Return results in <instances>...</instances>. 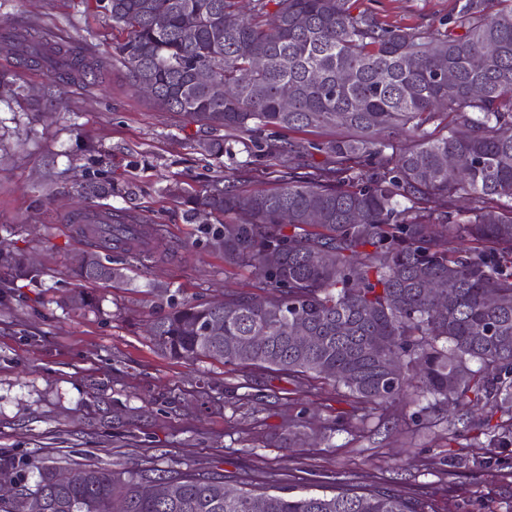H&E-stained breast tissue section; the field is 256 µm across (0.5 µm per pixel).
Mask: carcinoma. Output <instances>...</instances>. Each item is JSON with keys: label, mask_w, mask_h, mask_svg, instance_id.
<instances>
[{"label": "carcinoma", "mask_w": 512, "mask_h": 512, "mask_svg": "<svg viewBox=\"0 0 512 512\" xmlns=\"http://www.w3.org/2000/svg\"><path fill=\"white\" fill-rule=\"evenodd\" d=\"M107 0L126 32L115 57L130 85L153 87L156 106L210 129L352 134L319 142H255L251 156L286 153L288 171L266 163L243 192L213 181L186 197L194 220L228 266L248 265L260 293L183 301L150 323L166 356L209 358L298 379L320 377L365 410L414 391L426 409L465 422L483 405L512 422V0H458L435 32L405 31L355 0ZM30 54L61 79L98 83L100 64L69 50ZM447 69L450 85L438 80ZM88 199L119 193L92 176L75 184ZM86 210L91 240L67 302L96 307L86 285L124 283L120 265L150 258L156 228L130 211ZM457 245L448 247V239ZM0 267L29 282L39 271L0 249ZM447 284L441 301L430 283ZM310 340H292L295 327ZM477 363L478 368L471 367ZM33 489L0 498V512H435L432 504L344 484L331 493L240 487L224 477L157 470L174 495H141L144 474L93 464L84 483L62 486L48 458L31 462Z\"/></svg>", "instance_id": "obj_1"}]
</instances>
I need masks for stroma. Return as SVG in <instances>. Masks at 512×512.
<instances>
[{"label":"stroma","instance_id":"35a3bbf8","mask_svg":"<svg viewBox=\"0 0 512 512\" xmlns=\"http://www.w3.org/2000/svg\"><path fill=\"white\" fill-rule=\"evenodd\" d=\"M456 0H356L401 28L436 29ZM43 41L86 47L103 63L93 86L0 51V242L23 250L38 285L0 268V453L26 460L16 485L34 487L31 460L61 470L94 464L113 471L163 468L225 476L228 485L266 478L297 492L333 480L392 489L432 501L439 512H512V446L496 433H454L420 404H397L361 419L358 403L320 379L201 358L164 356L146 332L169 302L253 291L250 269L225 266L205 245L203 221L184 197L213 179L241 191L267 189L244 162L251 136L216 131L134 95L112 63L124 34L99 0H0V42L22 28ZM219 137L220 158L199 141ZM98 171L129 187L102 205L160 226L164 251L129 263L121 287L93 285L99 308L65 307L69 271L89 248L69 221L72 186ZM178 186L179 195L168 194ZM354 420L329 432L336 417Z\"/></svg>","mask_w":512,"mask_h":512}]
</instances>
